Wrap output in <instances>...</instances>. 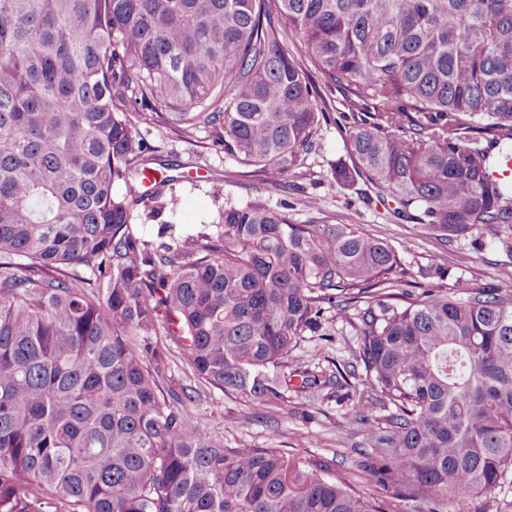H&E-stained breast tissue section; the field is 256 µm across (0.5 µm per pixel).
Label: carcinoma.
Returning a JSON list of instances; mask_svg holds the SVG:
<instances>
[{
    "label": "carcinoma",
    "mask_w": 512,
    "mask_h": 512,
    "mask_svg": "<svg viewBox=\"0 0 512 512\" xmlns=\"http://www.w3.org/2000/svg\"><path fill=\"white\" fill-rule=\"evenodd\" d=\"M290 36L361 111L339 183L512 255V0H0V512H385L318 458L224 446L204 387L256 405L361 378L391 412L348 423L413 512H470L512 469V291L260 199L193 235L131 223L175 201L134 186L137 122L210 127L275 180L302 165L327 115ZM339 312L359 376L298 357ZM174 356L193 385H167Z\"/></svg>",
    "instance_id": "1"
}]
</instances>
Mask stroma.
I'll return each mask as SVG.
<instances>
[{
	"label": "stroma",
	"mask_w": 512,
	"mask_h": 512,
	"mask_svg": "<svg viewBox=\"0 0 512 512\" xmlns=\"http://www.w3.org/2000/svg\"><path fill=\"white\" fill-rule=\"evenodd\" d=\"M323 100L330 120L322 124L315 150L305 157L297 173L275 184L269 183L265 173L236 166L223 150L213 146V135L206 128L182 139L162 126L137 125L139 136L154 150L156 177H174L176 202L155 221L147 219L143 210H135L133 223L150 239L161 222L192 233L216 221L224 207L259 198L270 208L287 209L299 224L361 225L365 232L395 247L407 267L450 265L473 287L512 290V257L502 250L489 243L476 249L466 240L443 245L416 220L396 218L390 207L375 201V189L365 178H356L348 186L337 183L332 166L352 161L345 130L354 119L341 93L324 95ZM217 180L223 181L224 194L214 198L209 187ZM308 196L320 197V210L310 212L303 207ZM362 404L358 396L343 400L322 396L310 402L291 391L254 407L208 388L201 394L197 411L204 425L223 436L227 447L248 444L280 448L295 457L322 458L337 471L351 475L358 493L372 499L380 490L361 471L366 459L363 436L347 424Z\"/></svg>",
	"instance_id": "35a3bbf8"
}]
</instances>
